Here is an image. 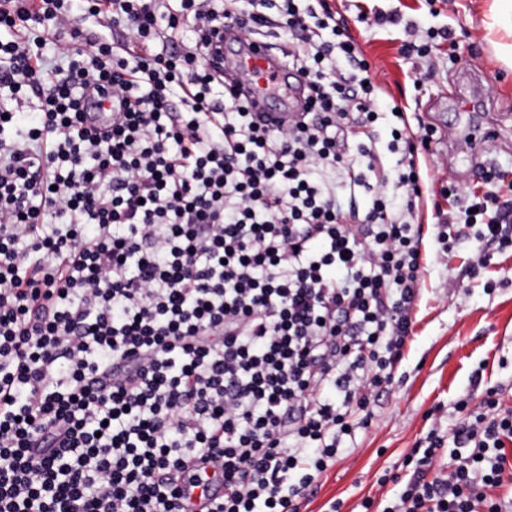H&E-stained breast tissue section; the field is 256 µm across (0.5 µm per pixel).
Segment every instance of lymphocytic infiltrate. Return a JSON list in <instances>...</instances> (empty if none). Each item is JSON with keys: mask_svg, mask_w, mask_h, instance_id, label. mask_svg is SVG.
Segmentation results:
<instances>
[{"mask_svg": "<svg viewBox=\"0 0 512 512\" xmlns=\"http://www.w3.org/2000/svg\"><path fill=\"white\" fill-rule=\"evenodd\" d=\"M84 9L124 28L127 51L73 27L72 0H0V512H297L412 332L429 137L396 126V183L358 174L377 157L349 140L373 139L377 84L328 0ZM21 21L68 31L56 63L42 37L15 36ZM269 25L308 86L305 114L279 128L211 59L225 28ZM340 178L372 192L367 212ZM490 210L478 269L512 203L466 210L469 224ZM409 463L384 512H512L492 493L512 480V408L488 391Z\"/></svg>", "mask_w": 512, "mask_h": 512, "instance_id": "1", "label": "lymphocytic infiltrate"}]
</instances>
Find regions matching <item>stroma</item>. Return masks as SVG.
<instances>
[{"mask_svg":"<svg viewBox=\"0 0 512 512\" xmlns=\"http://www.w3.org/2000/svg\"><path fill=\"white\" fill-rule=\"evenodd\" d=\"M375 68L378 108L405 106L411 126L433 131L427 157L433 180L453 179L454 195L427 196L422 207L426 266L414 309L413 331L392 383L372 404L371 427L345 440L334 466L319 479L300 512H383L397 488L387 473L409 479L404 461L430 429L447 431L463 418L459 400L478 407L489 388L512 407V246L490 242L489 265L473 270L474 227L439 245L435 213L457 220L473 198L495 194L512 201V68L494 55L503 30L490 28L494 0H330ZM399 13L400 26L370 27L361 12ZM429 46L418 64L400 54L403 41ZM484 80L486 123L499 136L491 168L472 156L456 132L453 106L469 80ZM370 509H363L365 500Z\"/></svg>","mask_w":512,"mask_h":512,"instance_id":"35a3bbf8","label":"stroma"}]
</instances>
